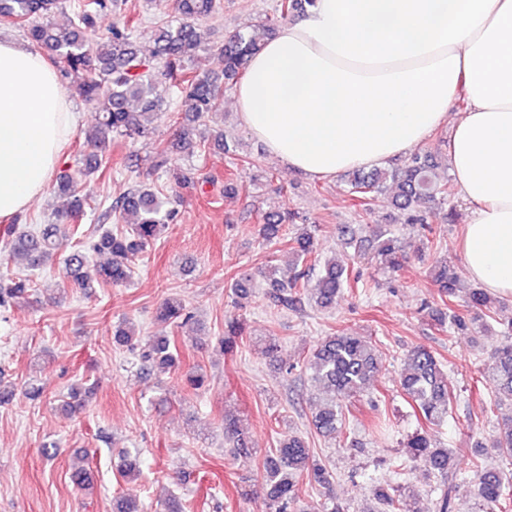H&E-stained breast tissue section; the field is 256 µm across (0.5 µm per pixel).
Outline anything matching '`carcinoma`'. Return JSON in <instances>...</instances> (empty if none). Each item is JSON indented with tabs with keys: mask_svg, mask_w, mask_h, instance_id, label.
Instances as JSON below:
<instances>
[{
	"mask_svg": "<svg viewBox=\"0 0 512 512\" xmlns=\"http://www.w3.org/2000/svg\"><path fill=\"white\" fill-rule=\"evenodd\" d=\"M64 4L65 0H0V20L21 26L26 38L60 68L70 91L98 113L87 142L101 148L117 136L147 143L151 118L165 110L168 99L175 96L191 114L188 123L180 127L175 148L205 154L213 148L224 150L223 131L214 130L222 111V82H237L265 41L305 6L312 5L313 0H277L271 15L229 35L219 48L224 56L221 77L191 67L194 56L207 50L201 24L219 13L220 0H176L178 19L159 22L153 49L147 57L138 52L134 27L126 21L113 25L105 36H95L97 16L121 11L123 0H80L70 23L60 26L52 22V15ZM170 180L174 190L169 194L136 185L101 210L97 221L110 228L98 240L89 242V246L67 256L68 264L74 267L78 288L85 291L96 283L120 286L131 279L137 255L169 225L178 222L177 189L198 182L194 173L180 168L170 170ZM347 185L352 206L365 212L386 194L388 187H393L391 204L405 215V223L412 225L425 224L420 206L443 204L450 194L449 182L438 178L432 155L427 153L415 155L402 167L356 170L350 174ZM56 190L67 200L60 215L69 220L84 216L88 199L75 193L70 176L59 177ZM68 228V224H41L21 229L13 224L4 233V249L23 256L27 267L35 270L65 246ZM285 231L286 218L278 213L264 214L260 235L266 241L285 239ZM316 231L317 225L303 222L288 239L294 265L299 267L288 281L277 280L270 266L260 271V276L271 281L266 292L270 305L289 311H301L307 305L326 309L350 285L347 264L333 260L316 267ZM338 236L342 245L356 254L367 246L373 248L391 269L408 258L406 246L398 243L389 224H341ZM101 251L109 253V261L90 268L91 253ZM432 274L440 295L448 300L454 298L456 278L448 260L438 261ZM33 285V279L25 277L0 286V307L22 298ZM499 304L498 297L475 288L468 294L464 308L474 312V325L478 319L491 316ZM192 319L193 314L177 298L166 300L158 314V320L168 325L179 326ZM438 321L450 329L468 327L465 316L451 303L448 317ZM243 333V321L229 317L221 341L224 352L238 348L243 343ZM139 348L141 364L146 368H171L176 364L177 355L167 336H151ZM381 367L379 350L369 338L340 331L317 344L309 369L311 380L324 390L311 417L318 434L330 438L347 434L350 425L346 401L366 392ZM489 381L494 401L512 400V342L499 345L492 352ZM400 391L422 426L406 436L404 456L394 461L391 468L404 471L407 463H417L439 476L443 484L436 502L437 512H451L453 494L462 486L478 500L482 512H512V419L492 431L488 444L477 446L471 469L462 474L454 467V452L441 446L431 432L432 427L452 413L453 395L448 392L445 366L428 349L412 348L404 358ZM224 433L232 440L237 454H252L237 420L224 419ZM260 480L264 512H340L332 496V472L313 458L300 436L271 450L263 462ZM301 483L324 489L326 501L307 507L300 505ZM372 494L380 505L377 512H398L399 487L377 483Z\"/></svg>",
	"mask_w": 512,
	"mask_h": 512,
	"instance_id": "cac0c4a2",
	"label": "carcinoma"
}]
</instances>
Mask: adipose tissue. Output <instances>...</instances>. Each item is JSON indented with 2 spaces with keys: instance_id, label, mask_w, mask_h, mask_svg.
Listing matches in <instances>:
<instances>
[{
  "instance_id": "1",
  "label": "adipose tissue",
  "mask_w": 512,
  "mask_h": 512,
  "mask_svg": "<svg viewBox=\"0 0 512 512\" xmlns=\"http://www.w3.org/2000/svg\"><path fill=\"white\" fill-rule=\"evenodd\" d=\"M235 101L271 157L323 179L451 125L465 270L512 295V0H315L251 58ZM81 119L46 59L0 38V219L42 196Z\"/></svg>"
}]
</instances>
